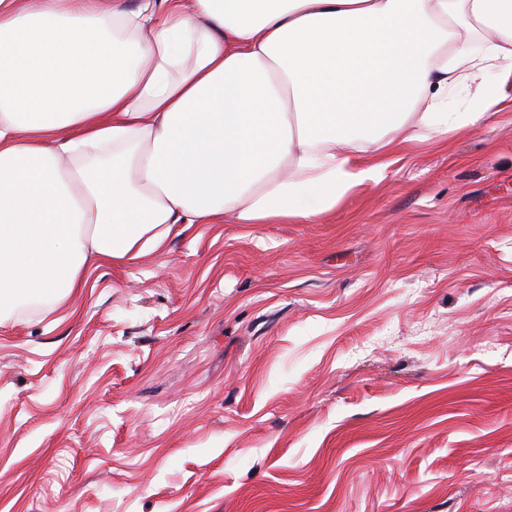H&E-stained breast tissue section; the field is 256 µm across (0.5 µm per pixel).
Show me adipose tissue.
<instances>
[{
	"label": "adipose tissue",
	"mask_w": 512,
	"mask_h": 512,
	"mask_svg": "<svg viewBox=\"0 0 512 512\" xmlns=\"http://www.w3.org/2000/svg\"><path fill=\"white\" fill-rule=\"evenodd\" d=\"M490 67L512 0H0V316L180 224L320 221Z\"/></svg>",
	"instance_id": "ef3b65f1"
}]
</instances>
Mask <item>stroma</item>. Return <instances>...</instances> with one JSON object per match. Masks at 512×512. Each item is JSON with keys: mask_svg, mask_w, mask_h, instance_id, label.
I'll use <instances>...</instances> for the list:
<instances>
[{"mask_svg": "<svg viewBox=\"0 0 512 512\" xmlns=\"http://www.w3.org/2000/svg\"><path fill=\"white\" fill-rule=\"evenodd\" d=\"M315 224H182L0 323V512H512V72Z\"/></svg>", "mask_w": 512, "mask_h": 512, "instance_id": "stroma-1", "label": "stroma"}]
</instances>
